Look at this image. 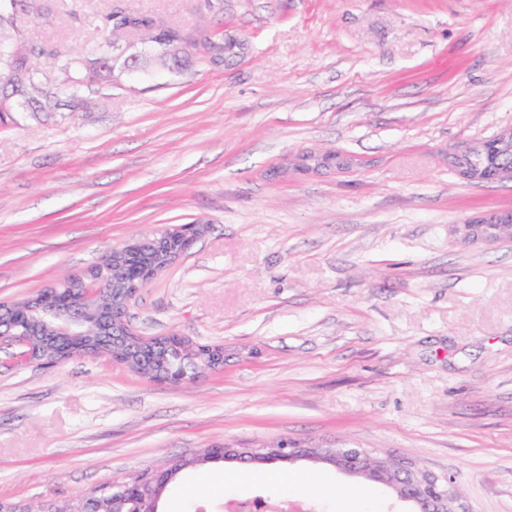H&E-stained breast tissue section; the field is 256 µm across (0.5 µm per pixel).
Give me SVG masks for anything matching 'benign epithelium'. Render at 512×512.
Returning <instances> with one entry per match:
<instances>
[{"label":"benign epithelium","mask_w":512,"mask_h":512,"mask_svg":"<svg viewBox=\"0 0 512 512\" xmlns=\"http://www.w3.org/2000/svg\"><path fill=\"white\" fill-rule=\"evenodd\" d=\"M494 148L502 156L512 157V127L497 135L457 151L450 156L449 166L460 177L477 183L512 182V161L499 163L490 168L481 163L488 148ZM466 235L474 241H498L506 236L512 239V210L500 211L488 217L467 218L462 223ZM205 231L201 224H183L166 230L152 241L132 240L112 248V284L106 285L91 275H82L64 283V287L51 286L39 295L27 300L24 315L19 323L29 321L31 306L46 308L54 317L47 335L57 338L84 336L79 327L89 323L101 324L112 336V362L128 368H145L149 363L142 356L141 347L133 346L135 339L147 342L153 348H168L162 337H146L134 330L127 320V309L132 300L151 284L176 260L188 252ZM112 294V307L102 310L100 321H87V303L100 298L103 292ZM0 345L17 346L19 357L28 363L32 358V345L26 331L14 334L0 333ZM213 361L205 367L188 366L181 350L173 352L174 360L164 370H151L153 380L158 383L180 385L191 382L211 368L224 365V347H211ZM207 453L219 456L224 461L250 463L288 462L296 460L321 461L338 471L366 478L377 484L392 488L403 501L416 507L414 512H465L463 504L450 486V481L430 473L416 470L412 462L397 459V467L388 472L371 464L373 454L362 448L323 449L303 446L289 440L262 451L237 448L229 443L214 445ZM231 512H278L284 503L262 498L252 500L231 499L227 502Z\"/></svg>","instance_id":"1"}]
</instances>
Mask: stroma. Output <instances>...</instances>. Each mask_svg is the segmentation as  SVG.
<instances>
[{"label": "stroma", "mask_w": 512, "mask_h": 512, "mask_svg": "<svg viewBox=\"0 0 512 512\" xmlns=\"http://www.w3.org/2000/svg\"><path fill=\"white\" fill-rule=\"evenodd\" d=\"M29 37L89 61L113 6L152 13L180 69L116 71L88 112L0 123V302L112 247L208 230L130 304L142 335L224 347L159 384L105 357L43 368L0 348V502L38 504L228 441L368 448L450 478L467 512H512V240L460 221L512 182L448 156L512 125V0H44ZM360 485L363 496L346 498ZM263 497L309 512H410L306 461H218L162 512Z\"/></svg>", "instance_id": "35a3bbf8"}]
</instances>
